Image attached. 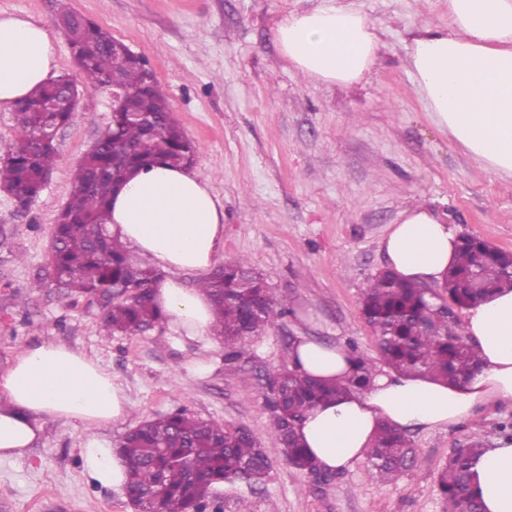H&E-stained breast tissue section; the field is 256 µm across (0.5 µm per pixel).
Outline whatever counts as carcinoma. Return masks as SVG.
<instances>
[{"instance_id": "cac0c4a2", "label": "carcinoma", "mask_w": 512, "mask_h": 512, "mask_svg": "<svg viewBox=\"0 0 512 512\" xmlns=\"http://www.w3.org/2000/svg\"><path fill=\"white\" fill-rule=\"evenodd\" d=\"M58 20L69 27L73 56L83 64L86 86L102 87L105 76L119 72L128 93L123 111L83 158L72 181L70 197L57 215L51 241V275L66 295L97 303L101 330L112 336L138 334L162 322L152 298L155 269L131 261L124 245L112 238L106 205L112 192L135 170L163 161L193 162L195 145L171 118L166 97L145 87V62L130 57L126 45L102 26L60 6ZM70 80L60 76L41 85L14 108L19 139L0 162V191L26 209L43 191L56 163V134L67 125L77 102L54 110ZM149 116L143 122L138 115ZM512 256L472 236L462 237L459 261L438 293L383 270L365 289L361 314L371 328L382 364L409 374L427 375L459 384L480 361L459 326L458 312L502 288L512 289ZM215 304V330L224 337L227 360L243 356L245 338L288 313L263 279L252 276L245 262L225 266L200 282ZM356 369L349 385L319 384L292 369L268 379L266 397L270 431L284 446L288 463L310 476L329 481L302 448L294 433L297 422L315 405L340 397L346 389H367L376 373L369 358L350 347ZM125 459L126 491L155 493L159 512L209 508L204 485L235 482L248 469L249 486L260 485L269 469L265 449L246 429L204 420L176 409L129 433L119 445ZM484 441L472 438L448 454L438 473L444 512H482L471 490V460ZM371 477L388 482L411 469L417 451L405 431L383 424L368 448Z\"/></svg>"}]
</instances>
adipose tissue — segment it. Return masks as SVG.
<instances>
[{
    "instance_id": "adipose-tissue-1",
    "label": "adipose tissue",
    "mask_w": 512,
    "mask_h": 512,
    "mask_svg": "<svg viewBox=\"0 0 512 512\" xmlns=\"http://www.w3.org/2000/svg\"><path fill=\"white\" fill-rule=\"evenodd\" d=\"M416 91L431 122L481 168L512 179V0H448V22L408 31ZM275 41L289 66L309 80L349 87L375 66L383 41L354 0H319L280 21ZM48 31L18 15L0 16V108L11 109L54 76ZM108 224L138 260L159 270L154 302L181 338L212 346L213 303L176 272L200 273L224 241L219 198L197 171L157 163L115 191ZM457 228L431 210L403 212L383 241L387 264L401 277L436 283L459 257ZM465 333L483 364L461 385L376 372L362 392L315 406L299 423L303 446L326 470L365 459L379 420L403 428L459 422L491 403H512V290L469 308ZM290 361L304 375L347 384L354 362L341 345L299 334ZM131 401L98 362L79 349L45 341L26 346L0 371V456L23 457L49 423L83 432L90 483L122 488L125 464L106 431L126 420ZM474 489L483 512H512V443L498 441L477 458Z\"/></svg>"
}]
</instances>
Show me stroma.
<instances>
[{"instance_id": "stroma-1", "label": "stroma", "mask_w": 512, "mask_h": 512, "mask_svg": "<svg viewBox=\"0 0 512 512\" xmlns=\"http://www.w3.org/2000/svg\"><path fill=\"white\" fill-rule=\"evenodd\" d=\"M66 2L146 61L173 120L196 145L194 167L224 207L216 267L245 261L292 313L246 338L242 358L229 362L223 343L183 345L163 323L103 335L97 305L66 296L49 275L52 227L75 170L111 123L112 91L83 87L56 24L57 0H0V15H25L46 28L58 74L79 86L41 196L21 211L0 193V365L43 340L97 359L134 407L108 429L116 443L179 407L248 429L267 451L269 473L254 488L213 489L223 512H443L437 478L450 449L473 437L494 444L511 405L410 431L418 459L393 483L375 482L363 461L319 483L289 465L269 430L265 395L302 333L356 343L377 359L360 302L386 267L383 241L404 210L432 207L460 233L512 252V180L479 167L431 123L408 68L407 29L447 23L448 0H356L384 46L353 87L310 81L278 51L276 25L317 0ZM81 442L79 430L53 422L24 457L0 459V512H134L125 490L86 480Z\"/></svg>"}]
</instances>
